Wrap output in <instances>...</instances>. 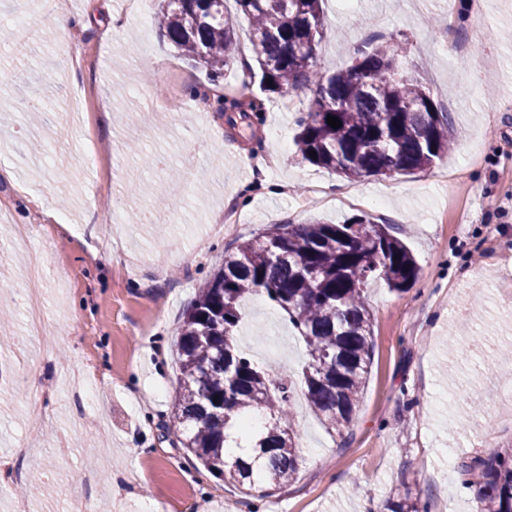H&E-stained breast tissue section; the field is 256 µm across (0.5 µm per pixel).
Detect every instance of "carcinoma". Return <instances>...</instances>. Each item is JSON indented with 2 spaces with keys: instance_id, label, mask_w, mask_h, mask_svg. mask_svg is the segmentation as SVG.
<instances>
[{
  "instance_id": "carcinoma-1",
  "label": "carcinoma",
  "mask_w": 512,
  "mask_h": 512,
  "mask_svg": "<svg viewBox=\"0 0 512 512\" xmlns=\"http://www.w3.org/2000/svg\"><path fill=\"white\" fill-rule=\"evenodd\" d=\"M247 19L260 88L284 96L312 88L298 121L302 159L349 181L431 169L448 156L453 118L417 79L392 71L394 49L374 40L353 63L325 77L316 67L321 0H236ZM154 23L192 67L217 75L235 60L234 23L224 0H160ZM341 121L334 129L328 116ZM316 152L312 158L310 152ZM419 275L407 246L361 214L339 224L284 222L245 240L199 288L178 330L179 443L210 473L248 495L279 489L300 469L290 421L292 385L240 350L247 297L279 307L306 345L305 395L329 431L350 425L371 363L372 319L365 289L382 279L402 292ZM481 512H512V448L461 464ZM385 512H428L397 492Z\"/></svg>"
}]
</instances>
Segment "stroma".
<instances>
[{
	"instance_id": "35a3bbf8",
	"label": "stroma",
	"mask_w": 512,
	"mask_h": 512,
	"mask_svg": "<svg viewBox=\"0 0 512 512\" xmlns=\"http://www.w3.org/2000/svg\"><path fill=\"white\" fill-rule=\"evenodd\" d=\"M125 0H0V512H381L397 490L430 512H471L461 463L512 445V0H324L317 69L350 65L376 34L442 109L454 148L424 173L351 182L304 161L310 91L265 99L261 126L228 125L193 87L255 69L235 0L223 76L179 58ZM62 10L74 27L18 36L13 18ZM53 67L51 85L37 77ZM185 105L158 121V103ZM66 212L47 222L44 208ZM242 214L224 221L225 208ZM96 209L97 227L84 224ZM368 215L408 245L403 292L372 282L371 368L350 427L326 430L303 397L305 344L266 301L240 343L293 380L302 462L294 481L244 496L175 447L177 327L225 254L267 226ZM28 225L27 243L11 227ZM46 274L27 280L29 248ZM46 333L28 335L25 294ZM28 452L16 458L15 448Z\"/></svg>"
}]
</instances>
